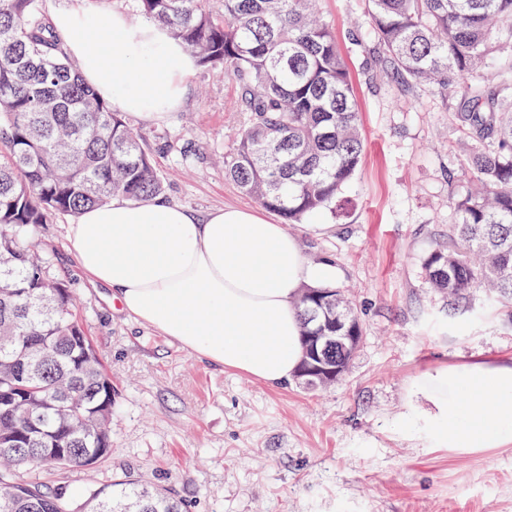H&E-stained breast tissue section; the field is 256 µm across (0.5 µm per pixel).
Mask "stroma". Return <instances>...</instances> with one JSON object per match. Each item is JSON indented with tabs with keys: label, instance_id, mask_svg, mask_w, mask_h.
<instances>
[{
	"label": "stroma",
	"instance_id": "stroma-1",
	"mask_svg": "<svg viewBox=\"0 0 512 512\" xmlns=\"http://www.w3.org/2000/svg\"><path fill=\"white\" fill-rule=\"evenodd\" d=\"M338 38L360 109L365 154L344 194L346 216L285 226L303 254L333 261L364 336L344 378L307 391L271 386L203 361L120 313L69 251L70 214L29 228L50 277L68 282L78 318L116 385L112 456L55 471L74 493L130 473L172 486L186 512H512V444L448 447L418 415L412 387L436 369L512 360V316L483 292L451 303L430 287L423 258L448 233L461 177L457 98L378 77L364 0H317ZM163 123L133 115L167 180L166 199L196 218L255 207L224 173L246 124L222 67H197Z\"/></svg>",
	"mask_w": 512,
	"mask_h": 512
}]
</instances>
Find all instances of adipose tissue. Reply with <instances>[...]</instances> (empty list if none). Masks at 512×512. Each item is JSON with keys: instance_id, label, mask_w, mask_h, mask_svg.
<instances>
[{"instance_id": "obj_1", "label": "adipose tissue", "mask_w": 512, "mask_h": 512, "mask_svg": "<svg viewBox=\"0 0 512 512\" xmlns=\"http://www.w3.org/2000/svg\"><path fill=\"white\" fill-rule=\"evenodd\" d=\"M52 25L86 81L122 111L168 120L195 62L168 32L122 12L68 8ZM107 37L89 40V29ZM70 250L120 312L224 369L284 383L301 361L302 288L333 285L338 270L311 262L282 225L259 210L224 207L197 220L158 198L113 199L67 228ZM415 394L440 440L452 448L512 443V362L476 360L425 375Z\"/></svg>"}]
</instances>
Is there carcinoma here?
Here are the masks:
<instances>
[{"label":"carcinoma","mask_w":512,"mask_h":512,"mask_svg":"<svg viewBox=\"0 0 512 512\" xmlns=\"http://www.w3.org/2000/svg\"><path fill=\"white\" fill-rule=\"evenodd\" d=\"M136 2L200 66H222L237 84L249 117L224 170L243 192L289 224L349 205L342 191L366 148L360 110L312 0H224L220 14L208 0ZM366 13L385 69L460 98L466 187L425 276L451 301L482 289L511 312L512 95L468 77L512 47V0H366ZM165 187L38 0H0V512H183L173 488L130 476L79 497L48 483L57 468L112 456V407L100 405L114 388L72 291L24 237L56 214L145 202ZM297 309L306 349L313 336H363L356 305L333 286L303 289Z\"/></svg>","instance_id":"carcinoma-1"}]
</instances>
